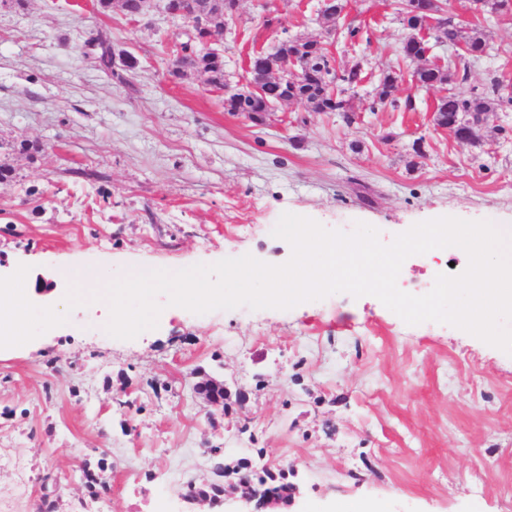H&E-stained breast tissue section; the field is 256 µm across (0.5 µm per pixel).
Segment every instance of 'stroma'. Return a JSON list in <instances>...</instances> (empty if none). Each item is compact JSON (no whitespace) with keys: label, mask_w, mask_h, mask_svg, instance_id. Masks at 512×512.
Listing matches in <instances>:
<instances>
[{"label":"stroma","mask_w":512,"mask_h":512,"mask_svg":"<svg viewBox=\"0 0 512 512\" xmlns=\"http://www.w3.org/2000/svg\"><path fill=\"white\" fill-rule=\"evenodd\" d=\"M452 23L485 34L482 60L424 32L429 62L462 74L430 89L412 77L398 0H347L327 29L320 0H240L223 32L226 77L244 88L250 57L285 38L315 39L336 72L362 65L353 118L280 104L265 121L224 109L205 77L172 80L176 23L97 0H28L0 9V282L23 295L21 340L0 351V512H211L184 500L213 481L209 451L229 464L293 470L288 512H512V356L450 325L406 324L376 297L337 293L289 310L241 306L171 313L156 329L109 336L94 289L71 296L63 267L104 282L245 254L279 265L283 212L330 230L365 222L382 243L443 216L512 226V106L489 113L473 141L434 122L448 93L512 95V13L455 0ZM358 28L349 40V28ZM106 35L135 71L107 76L83 52ZM402 72L398 107L372 110L383 70ZM40 144L35 156L17 152ZM245 392L210 412L198 377ZM106 460L95 499L85 471Z\"/></svg>","instance_id":"1"}]
</instances>
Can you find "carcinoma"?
<instances>
[{"label":"carcinoma","instance_id":"cac0c4a2","mask_svg":"<svg viewBox=\"0 0 512 512\" xmlns=\"http://www.w3.org/2000/svg\"><path fill=\"white\" fill-rule=\"evenodd\" d=\"M214 0H171L174 10L185 11L189 14L198 13L209 8ZM439 38L456 45L463 44L465 54L473 60H478L486 54L487 41L476 31H467L462 27L450 26L444 20H439L437 25ZM306 43L315 46L313 52H306L296 56V60L305 72L304 80L288 85L278 81L271 72L270 55L257 54L250 60L249 77L255 83L260 92L254 97H245L231 90H225V104L230 112H251L256 119L262 120L270 112L271 107L280 102L297 100L308 104L315 112H347L350 110L349 100L344 97V90L331 84L326 78L330 74V60L326 50L314 40H306ZM98 46L97 61L101 69L110 72L119 81H124L122 74L114 70L115 61L112 47L108 40L96 39ZM425 43L417 37L409 36L401 46L404 58L418 61L423 58ZM170 63L176 67L180 77L195 74L207 76V82L224 90V65L211 63L202 57L188 52V42L180 43V50L176 51ZM413 78L425 87L445 84L453 79L450 70L435 63L427 67H419L413 72ZM402 79L401 73L388 70L382 73L378 85L374 89L372 107L396 106L394 92ZM497 84L491 85V92L484 96H464L450 94L442 98L436 108V123L448 130L459 140H473L476 138V126L484 120V116L497 111L499 99L496 98ZM213 456V470L218 479L233 473L239 478H249L251 474L246 472V466L238 463L229 466L224 463V450L211 449ZM107 465L105 460L98 462V472L88 485L91 495L99 497L110 491V485L106 477ZM284 470L278 472L267 471L258 477V482L271 491L284 490L287 483L283 482Z\"/></svg>","mask_w":512,"mask_h":512}]
</instances>
